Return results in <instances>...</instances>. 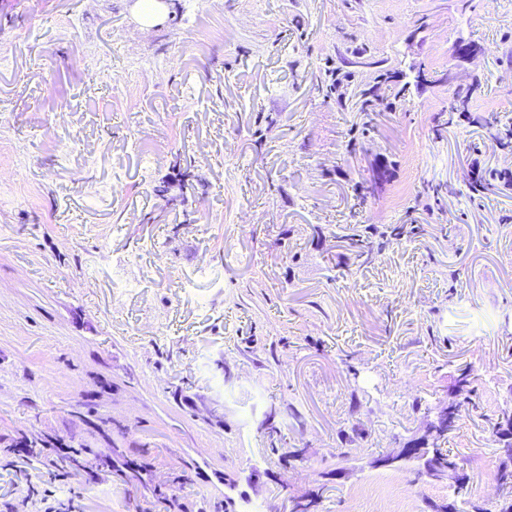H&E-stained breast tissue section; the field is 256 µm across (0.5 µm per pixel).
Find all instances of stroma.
<instances>
[{
    "mask_svg": "<svg viewBox=\"0 0 512 512\" xmlns=\"http://www.w3.org/2000/svg\"><path fill=\"white\" fill-rule=\"evenodd\" d=\"M467 365L441 446L493 510L512 0H0V512H426L376 461ZM190 166L186 164V167L181 166L180 160H176L174 164V168L179 169V171L183 170L181 176L182 179L176 181H163L162 185H159L156 189L157 195L162 197L163 200L166 201L167 204H173L174 202L184 203L187 199V191L194 189V185L191 182L189 177H192L190 174ZM177 184V190L173 189V186Z\"/></svg>",
    "mask_w": 512,
    "mask_h": 512,
    "instance_id": "obj_1",
    "label": "stroma"
}]
</instances>
